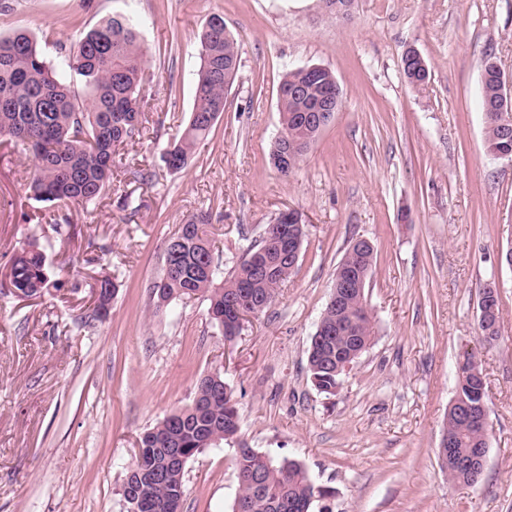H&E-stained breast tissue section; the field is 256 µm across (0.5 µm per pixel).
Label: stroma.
<instances>
[{
	"label": "stroma",
	"mask_w": 512,
	"mask_h": 512,
	"mask_svg": "<svg viewBox=\"0 0 512 512\" xmlns=\"http://www.w3.org/2000/svg\"><path fill=\"white\" fill-rule=\"evenodd\" d=\"M142 20L146 132L117 163L112 196L51 223L26 173L31 154L0 144V512H126L121 487L140 436L189 405L220 369L240 441L304 466L331 487L330 512H512V162L487 154L479 89L493 57L512 76V0H0V36L23 29L48 60L112 15ZM219 15L240 65L223 114L188 166L164 150L185 127L199 67L197 32ZM426 60L410 86L401 58ZM320 65L343 96L303 162L280 175L277 90ZM143 168L148 182L131 179ZM130 194L137 210H122ZM303 213L298 267L264 313L225 341L193 298L156 310L150 285L179 224L207 211L224 270L281 211ZM358 237L376 247L367 288L370 346L336 394L307 366L336 269ZM45 247L51 288L15 297L14 252ZM117 285L109 317L87 322L95 276ZM501 299L497 338L479 329L480 289ZM486 380L489 441L473 485L438 458L464 351ZM181 512H232L234 452L185 467Z\"/></svg>",
	"instance_id": "stroma-1"
}]
</instances>
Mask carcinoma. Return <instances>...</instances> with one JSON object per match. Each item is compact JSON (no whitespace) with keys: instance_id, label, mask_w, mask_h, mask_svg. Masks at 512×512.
Masks as SVG:
<instances>
[{"instance_id":"cac0c4a2","label":"carcinoma","mask_w":512,"mask_h":512,"mask_svg":"<svg viewBox=\"0 0 512 512\" xmlns=\"http://www.w3.org/2000/svg\"><path fill=\"white\" fill-rule=\"evenodd\" d=\"M199 68L188 122L180 137L163 153L171 170H181L207 139L224 112L225 95L239 69V48L224 27V18L212 17L197 33ZM144 50L140 24L129 16H110L83 33L70 47L60 48L53 64L42 53L36 39L20 30L0 37V140L19 142L31 150L33 167L29 189L33 199L57 210L100 203L112 190V168L120 149L142 134L144 101L140 86L144 74ZM76 71L87 90L80 97L62 76L64 69ZM501 68L487 58L481 75V104L487 105L498 92ZM280 133L273 149L288 141L291 162L276 167L287 176L299 166L315 142L309 109L319 97L341 93L336 77L327 68L308 74L299 68L286 73L279 85ZM487 150L505 146L501 118L484 110ZM211 214L200 212L167 239L164 272L150 286L156 307L175 300L202 298L209 303L214 325L232 340L240 325L239 312L259 315L276 300L278 290L295 271L288 261V227L277 216L266 225L260 239L244 249L230 274L220 269L207 224ZM374 246H367L347 264L359 267L370 282ZM13 292L20 298L39 297L49 286L43 249L29 245L17 250L7 274ZM116 286L104 276L92 292L89 318L101 321L110 313ZM373 335V314L366 292H353L341 309L326 304L308 350V370L314 385L333 394L345 372H336V354L349 359L350 352L363 353ZM482 374L476 356L467 355L458 365L455 398L476 401ZM239 414L232 391L222 375L201 376L192 403L165 416L139 439L138 452L122 485V496L139 486V477L161 472L160 480L145 486L138 501L139 512H173L185 495L187 462L204 449L221 443L235 445L234 459L238 495L232 512H313L323 494L303 466L289 459L274 460L237 440ZM443 433L453 443L452 454L443 464L452 482L475 484L479 471L457 465V461L488 444L482 429L446 414Z\"/></svg>"}]
</instances>
